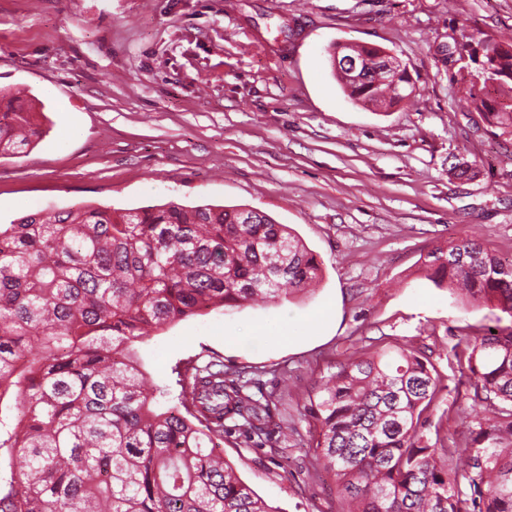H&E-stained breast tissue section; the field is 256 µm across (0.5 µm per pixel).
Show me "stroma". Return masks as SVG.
<instances>
[{"label": "stroma", "mask_w": 512, "mask_h": 512, "mask_svg": "<svg viewBox=\"0 0 512 512\" xmlns=\"http://www.w3.org/2000/svg\"><path fill=\"white\" fill-rule=\"evenodd\" d=\"M464 31L512 38V0H0V88L43 130L0 157L1 223L77 203L242 206L316 254L313 290L206 310L136 346L174 394L177 368L215 359L253 380L268 430L226 424L219 454L278 512H347L305 410L339 362L425 352L442 389L421 435L454 440L474 419L455 354L498 311L451 303L426 261L465 238L512 259V139L466 100ZM337 41L396 56L414 98L351 101ZM461 161L474 177L452 174Z\"/></svg>", "instance_id": "35a3bbf8"}]
</instances>
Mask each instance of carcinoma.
I'll use <instances>...</instances> for the list:
<instances>
[{"instance_id": "carcinoma-1", "label": "carcinoma", "mask_w": 512, "mask_h": 512, "mask_svg": "<svg viewBox=\"0 0 512 512\" xmlns=\"http://www.w3.org/2000/svg\"><path fill=\"white\" fill-rule=\"evenodd\" d=\"M475 61L512 72V42L464 33ZM366 46L367 71H334L346 95L366 105L410 98L407 70H383ZM467 90L487 125L512 137V78ZM15 95L0 96V156L27 151L41 131ZM428 279L450 295L512 319V262L472 240L430 255ZM322 276L288 225L265 213L175 201L129 210L81 204L0 224V512H275L212 449L225 421L265 434L266 400L224 377V364L191 366L166 406L151 390L135 346L151 332L203 310L286 299ZM474 379L475 416L460 444L437 447L419 429L441 378L429 357L401 349L343 362L322 378L306 410L317 457L350 512H512V323L487 328L457 354Z\"/></svg>"}]
</instances>
